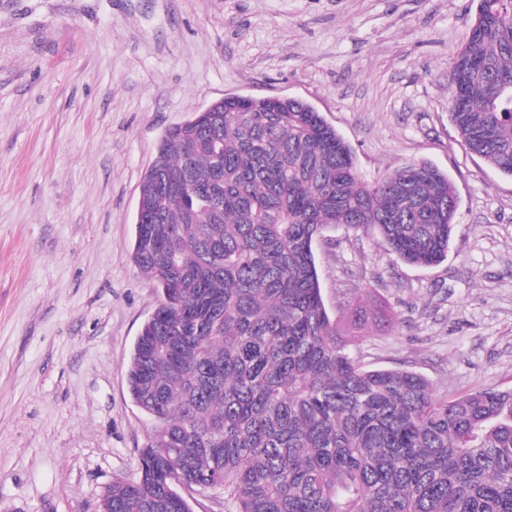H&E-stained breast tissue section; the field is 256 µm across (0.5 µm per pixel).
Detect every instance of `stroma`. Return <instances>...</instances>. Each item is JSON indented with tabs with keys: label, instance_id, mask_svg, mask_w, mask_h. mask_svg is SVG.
<instances>
[{
	"label": "stroma",
	"instance_id": "35a3bbf8",
	"mask_svg": "<svg viewBox=\"0 0 512 512\" xmlns=\"http://www.w3.org/2000/svg\"><path fill=\"white\" fill-rule=\"evenodd\" d=\"M478 0H0V512H101L153 427L127 370L159 300L132 262L142 178L165 130L231 96L313 105L367 180L446 172L442 264L407 265L343 225L314 248L365 365L439 395L512 389V177L461 142L449 63Z\"/></svg>",
	"mask_w": 512,
	"mask_h": 512
}]
</instances>
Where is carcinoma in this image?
Returning <instances> with one entry per match:
<instances>
[{
    "mask_svg": "<svg viewBox=\"0 0 512 512\" xmlns=\"http://www.w3.org/2000/svg\"><path fill=\"white\" fill-rule=\"evenodd\" d=\"M450 116L512 176V0H478L450 62ZM140 197L132 259L160 290L128 368L154 422L138 476L103 512H512V390L448 398L407 369H371L322 298L314 242L378 234L402 262L448 258L457 193L412 162L374 181L312 105L226 97L169 129ZM182 494L190 503L193 512H224V498L218 492L192 491Z\"/></svg>",
    "mask_w": 512,
    "mask_h": 512,
    "instance_id": "1",
    "label": "carcinoma"
}]
</instances>
